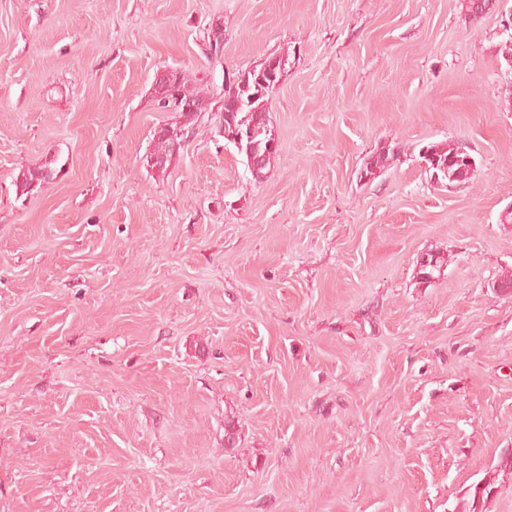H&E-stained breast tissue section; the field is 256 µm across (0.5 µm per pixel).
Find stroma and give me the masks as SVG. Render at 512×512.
Instances as JSON below:
<instances>
[{
  "label": "stroma",
  "mask_w": 512,
  "mask_h": 512,
  "mask_svg": "<svg viewBox=\"0 0 512 512\" xmlns=\"http://www.w3.org/2000/svg\"><path fill=\"white\" fill-rule=\"evenodd\" d=\"M509 11L0 0V512H512ZM273 56L257 178L218 99ZM166 69L211 104L157 172ZM452 151L448 154V148L440 145H426L422 147L420 150V158L421 154L424 151L430 152V150H434L441 155V161L443 158H448L442 165H438V161L436 158H432L431 155H426L427 159H432V167L439 169L443 172V175H440L442 179H446L448 181V187H452L454 185H460L461 183L457 182V180H462L470 177L475 168V160L472 155L463 147V146H453L450 147ZM433 176L436 179H439V175L436 171L433 172ZM466 179L465 181H467Z\"/></svg>",
  "instance_id": "stroma-1"
}]
</instances>
